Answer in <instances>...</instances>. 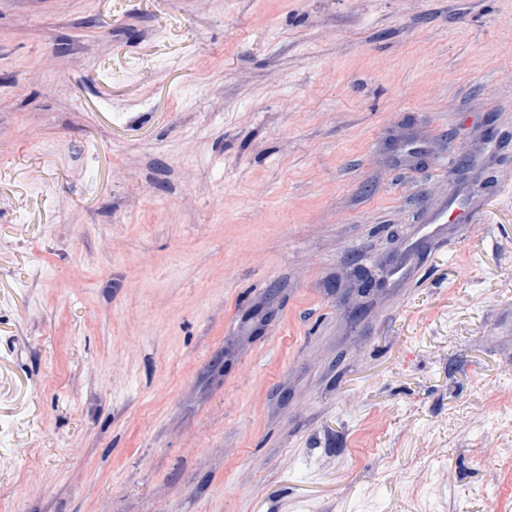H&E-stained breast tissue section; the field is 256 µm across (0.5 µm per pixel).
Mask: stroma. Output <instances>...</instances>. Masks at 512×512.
I'll use <instances>...</instances> for the list:
<instances>
[{"mask_svg":"<svg viewBox=\"0 0 512 512\" xmlns=\"http://www.w3.org/2000/svg\"><path fill=\"white\" fill-rule=\"evenodd\" d=\"M0 449V512H512V0H0Z\"/></svg>","mask_w":512,"mask_h":512,"instance_id":"obj_1","label":"stroma"}]
</instances>
